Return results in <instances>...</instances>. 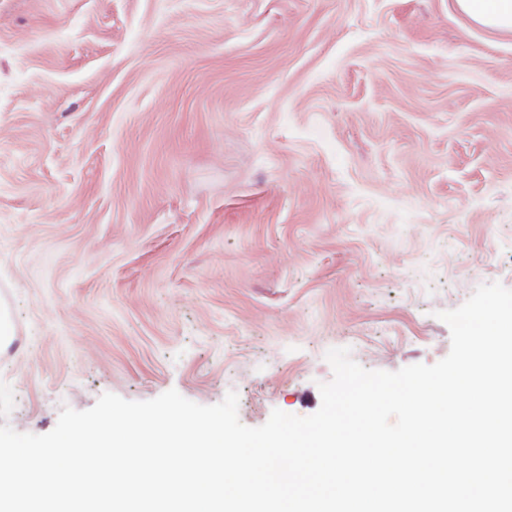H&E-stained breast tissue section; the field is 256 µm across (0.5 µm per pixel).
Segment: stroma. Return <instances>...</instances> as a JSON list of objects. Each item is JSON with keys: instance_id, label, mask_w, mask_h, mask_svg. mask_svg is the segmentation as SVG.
Listing matches in <instances>:
<instances>
[{"instance_id": "1", "label": "stroma", "mask_w": 512, "mask_h": 512, "mask_svg": "<svg viewBox=\"0 0 512 512\" xmlns=\"http://www.w3.org/2000/svg\"><path fill=\"white\" fill-rule=\"evenodd\" d=\"M512 288V34L455 0H0V425L308 416Z\"/></svg>"}]
</instances>
